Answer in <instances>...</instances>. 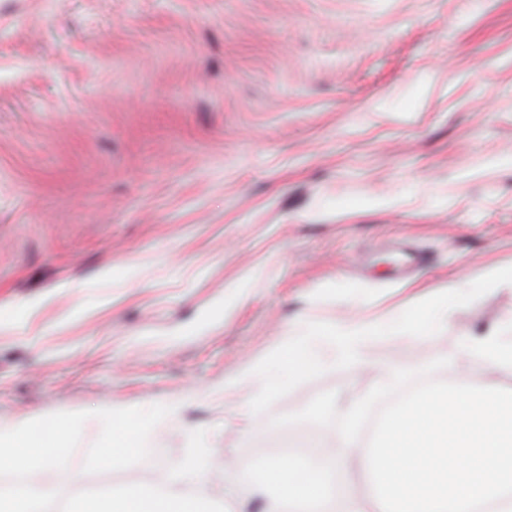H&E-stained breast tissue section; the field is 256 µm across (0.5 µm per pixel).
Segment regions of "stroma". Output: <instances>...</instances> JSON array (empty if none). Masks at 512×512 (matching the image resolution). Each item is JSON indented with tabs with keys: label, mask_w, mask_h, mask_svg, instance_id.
I'll use <instances>...</instances> for the list:
<instances>
[{
	"label": "stroma",
	"mask_w": 512,
	"mask_h": 512,
	"mask_svg": "<svg viewBox=\"0 0 512 512\" xmlns=\"http://www.w3.org/2000/svg\"><path fill=\"white\" fill-rule=\"evenodd\" d=\"M413 249L432 261L400 279ZM511 266L512 0H0V429L186 399L148 460L84 473L89 427L74 480L33 488L162 483L203 428L223 500L272 416L328 390L346 411L381 361L471 379L512 283L253 414L231 383L292 324Z\"/></svg>",
	"instance_id": "stroma-1"
}]
</instances>
